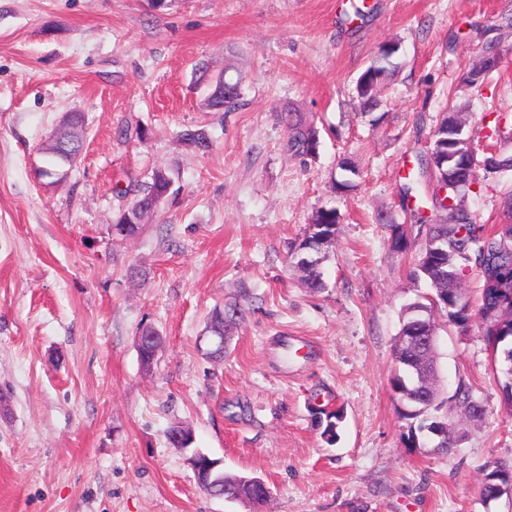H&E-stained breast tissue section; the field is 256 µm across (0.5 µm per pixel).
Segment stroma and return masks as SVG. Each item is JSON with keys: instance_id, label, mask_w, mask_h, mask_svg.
Here are the masks:
<instances>
[{"instance_id": "stroma-1", "label": "stroma", "mask_w": 512, "mask_h": 512, "mask_svg": "<svg viewBox=\"0 0 512 512\" xmlns=\"http://www.w3.org/2000/svg\"><path fill=\"white\" fill-rule=\"evenodd\" d=\"M365 6L368 15L357 18ZM512 0H0V512H249L205 495L187 452L166 437L187 425L225 472L260 477L264 512H512L486 501L481 469L512 462L480 319L441 322L446 389L466 380L484 406L452 449L403 437L392 390L401 310L428 290L410 272L421 248L390 250L376 216L401 215L402 177L449 101L466 106L479 155L512 134V29L501 63L464 81ZM398 69L372 125L355 82L379 46ZM240 80L231 112L206 106L198 68ZM313 117L320 144L284 148L279 112ZM82 113L79 161L43 176L63 117ZM502 114L494 125V114ZM126 137H118V130ZM205 130L208 153L182 131ZM356 168L352 190L334 193ZM174 182L138 234L112 220L124 191L155 168ZM512 172L467 206L499 224ZM344 219L325 248V288L290 264L315 211ZM145 280L130 279L128 266ZM247 319L222 360L204 354L214 308ZM164 338L144 371L136 338ZM342 411L328 443L322 413Z\"/></svg>"}]
</instances>
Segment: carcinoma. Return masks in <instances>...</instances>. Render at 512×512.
Returning <instances> with one entry per match:
<instances>
[{
    "label": "carcinoma",
    "instance_id": "cac0c4a2",
    "mask_svg": "<svg viewBox=\"0 0 512 512\" xmlns=\"http://www.w3.org/2000/svg\"><path fill=\"white\" fill-rule=\"evenodd\" d=\"M391 66L372 62L356 80V94L360 111L368 113L378 105V91L382 83L392 74ZM206 106L213 112H232L240 100L239 81L231 78L210 80ZM465 109L463 104L449 106L434 127L429 145L415 154V164L403 176L401 184V200L414 201L412 208L404 211L403 222H398L389 214H379L377 220L383 224L392 242L391 248L400 251L409 247L411 238L435 240L440 248L439 255L430 261L421 255L418 258L420 267L411 270L415 279H423L428 284L438 281L453 284L465 277V272L475 271L481 278L482 288L477 306V315L484 325V335L488 345L497 351L512 349V315L501 313L503 308H512V288L505 292L501 286L512 280V191L502 198L504 215L509 222L502 224H479L471 212L459 205L448 204V199L455 198L454 191L441 193L440 189L447 185L448 167L463 163L464 168L458 176L467 180L463 191H469V185L476 182L473 173L482 163H491V173L503 174L512 171V153H492L476 158L470 151L473 142L469 131L461 127L457 114ZM280 120L286 129L287 138L284 150L292 157L305 160L315 155L319 143V130L314 119L294 108H286L280 112ZM184 143L200 152H207L211 142L202 129L183 131ZM84 144H66L64 138L53 135L45 150L57 164H67V158L79 155ZM173 173L164 168L153 169L150 180L139 186L134 201L120 211L112 222L113 235L121 239L129 238L125 234V226L140 228L139 214L145 204L160 198L170 184ZM342 219L335 208L323 207L311 217L303 238L294 245L290 257L295 260L296 267L302 272L305 284L312 289L324 287L319 262L303 261L314 251L310 241L319 235L334 234ZM439 311L446 314L448 324L464 331L472 319V310L468 301L461 293L448 289V299L440 301ZM246 308L239 302L231 303L223 308L212 310L208 325L212 328L228 323L238 328L245 320ZM407 377L399 371L391 379V385L403 409L399 414L407 419L422 418L418 429L410 430L407 440L416 442L417 433L425 432L430 426L431 410L420 412L422 405L415 404L405 397ZM452 407L465 417L479 418L482 413L476 411L475 396L472 387L465 381H458L450 395ZM221 492L233 496L253 509H259L265 500L256 493L245 481L236 480L220 485Z\"/></svg>",
    "mask_w": 512,
    "mask_h": 512
}]
</instances>
